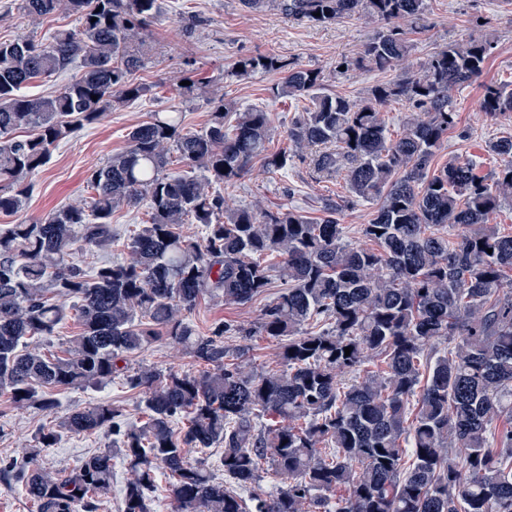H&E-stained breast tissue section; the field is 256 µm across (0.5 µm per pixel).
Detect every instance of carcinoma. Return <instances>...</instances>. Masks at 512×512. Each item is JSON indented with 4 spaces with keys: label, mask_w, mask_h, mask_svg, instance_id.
Segmentation results:
<instances>
[{
    "label": "carcinoma",
    "mask_w": 512,
    "mask_h": 512,
    "mask_svg": "<svg viewBox=\"0 0 512 512\" xmlns=\"http://www.w3.org/2000/svg\"><path fill=\"white\" fill-rule=\"evenodd\" d=\"M248 11L273 7L288 19L330 24L361 15L381 22L356 64L386 72L411 50L402 23L425 0H240ZM157 0H24L31 18L58 13L77 25L44 46L30 37L0 41V212L21 210L30 178L74 130L112 103L137 99L129 81L147 53L142 31ZM489 37L451 42L419 71L373 87L353 102L323 91L316 71L275 55L243 57L226 75L282 70L279 94L310 106L287 130L289 147L271 153L272 114L213 98L209 126L190 131L181 112H153L128 133V145L89 170L87 199L46 218L0 227V393L18 409L53 413L47 390L95 386L123 375L147 414L122 429L121 413L98 403L67 414L66 431L105 429L121 437L68 471L39 460L58 434L42 431L29 465L0 466V481L21 483L40 512H98L112 485V457L129 461L120 512H150L155 472L165 471L174 512H512V235L490 225L512 198V136L491 140L501 157L493 179L458 157L430 172L456 127L452 91L482 74ZM340 60L336 67L354 64ZM76 73L51 94L26 93L38 79ZM97 99H92V96ZM412 108L390 139L382 110L392 99ZM492 120L512 112V88L487 85L480 103ZM30 128L33 133L18 136ZM176 151L184 170L166 171ZM309 154L326 180L341 177L348 203L375 201L361 233L376 247L344 240L337 214L311 221L299 211L235 209L215 184L231 183L259 159L268 172ZM146 203L149 219L130 238L129 258L88 275L74 262L86 244H112L114 210ZM195 224L196 236L183 230ZM492 253H487V250ZM280 258L274 267L262 257ZM287 285L263 310L258 330L282 338L284 369L248 371L228 362L226 336L252 330L218 323L198 335L181 313L205 298L243 305ZM73 303L81 331L64 354L32 339L50 336ZM210 365L194 375L151 365H121L163 338ZM452 344L448 351L435 343ZM350 348L345 355L344 348ZM435 355L426 384L418 362ZM379 358L381 373L360 375ZM358 375L340 389V377ZM416 400L415 414L410 402ZM269 416L272 423L259 419ZM224 447V476L254 485L261 465L285 480L274 495L242 498L189 448ZM461 453L451 455L449 449Z\"/></svg>",
    "instance_id": "1"
}]
</instances>
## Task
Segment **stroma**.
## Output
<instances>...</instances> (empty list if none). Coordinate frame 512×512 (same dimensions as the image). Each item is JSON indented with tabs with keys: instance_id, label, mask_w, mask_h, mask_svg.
I'll return each instance as SVG.
<instances>
[{
	"instance_id": "stroma-1",
	"label": "stroma",
	"mask_w": 512,
	"mask_h": 512,
	"mask_svg": "<svg viewBox=\"0 0 512 512\" xmlns=\"http://www.w3.org/2000/svg\"><path fill=\"white\" fill-rule=\"evenodd\" d=\"M157 4L144 32L150 52L132 75L135 82L146 85V94L113 106L99 121L62 140L53 149L48 163L32 176L24 207L11 215L0 213V225L32 222L88 198V170L123 150L128 132L148 121L151 113L182 112L189 129H204L211 112L207 99L215 92L224 94L239 107H259L271 112L274 131L269 148H285L288 123L303 104L278 96L283 72L244 80L227 78V69L240 57L279 55L303 68L319 71L329 92L351 100L362 99L372 86L396 79L404 72L400 66L388 72L355 66L363 45L381 28L380 23L359 15L316 25L286 18L275 10L250 12L240 0H157ZM75 25L73 16L58 14L34 19L25 14L23 0H0V40L26 35L46 43L55 30ZM487 33L494 37L496 47L481 76L453 93L457 122L467 135L462 138L448 134L434 164L442 166L454 157L469 159L481 174L490 176L501 160L487 151L486 144L491 139L512 135V114L489 120L480 110V100L486 85L512 83V0H427L426 10L408 34L412 45L408 62L419 66L443 45ZM344 57L351 59L352 66L342 73L336 63ZM186 81L195 83L194 92H185L182 84ZM219 190L235 208L297 209L312 219L323 217L326 201L347 196L342 180L317 179L309 163L298 159L289 162L286 170L273 173L264 171L261 162H254L240 179L220 185ZM147 220L146 206L118 208L112 215V230L118 235V242L107 248L83 246L76 263L90 270L103 262L125 261V241ZM282 289V282L276 279L264 295L248 304L206 299L183 312L182 317L202 335L221 322L251 327L259 322L266 305ZM224 344L241 352L248 369L260 372L281 366V342L276 338L262 333L228 336ZM129 363L134 367L141 363L173 367L194 374L206 368L205 363L188 357L169 340L132 355ZM53 396L58 408L47 414L34 407L16 408L8 395L0 394V460L24 462L25 450L34 445L40 429H58L61 418L75 409L103 402L121 411L123 425L137 426L144 420L137 395L119 376L99 387L59 389ZM113 440L108 430L81 435L60 432L55 448L42 462L56 470H69L94 452L110 447Z\"/></svg>"
}]
</instances>
